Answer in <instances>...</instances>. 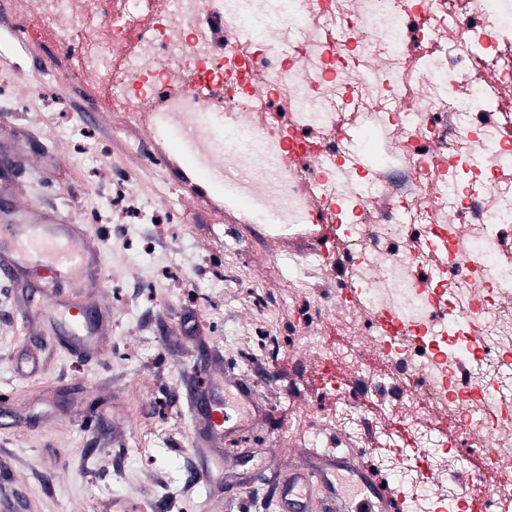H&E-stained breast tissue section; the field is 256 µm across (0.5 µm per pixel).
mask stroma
Instances as JSON below:
<instances>
[{
	"instance_id": "35a3bbf8",
	"label": "stroma",
	"mask_w": 512,
	"mask_h": 512,
	"mask_svg": "<svg viewBox=\"0 0 512 512\" xmlns=\"http://www.w3.org/2000/svg\"><path fill=\"white\" fill-rule=\"evenodd\" d=\"M18 13L17 0H0V66L23 70L0 95V225L61 213L81 223L86 180L104 162L148 206L123 211L116 224L111 202L97 200L103 220L86 230L102 235L105 277L84 295L40 265L0 274V512H112L116 500L211 512L205 463L226 472L219 493L275 512L265 481L280 468L273 448H290L296 473L311 464L305 426L316 405L287 398L312 363L260 357L267 330L294 309L260 308L252 291L276 296L292 286L308 302V283L288 273L299 242L232 200L220 213L182 202L125 110L94 111L82 88L23 53L12 35ZM32 202L38 215L26 210ZM169 211L179 221L156 239L154 222ZM54 286L66 305L101 311L104 333L92 347L67 346L64 328L38 315ZM185 311L191 324L179 319ZM208 404L242 433L212 441Z\"/></svg>"
}]
</instances>
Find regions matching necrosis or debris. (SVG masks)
Segmentation results:
<instances>
[{
  "mask_svg": "<svg viewBox=\"0 0 512 512\" xmlns=\"http://www.w3.org/2000/svg\"><path fill=\"white\" fill-rule=\"evenodd\" d=\"M41 13L80 21L78 40L49 34L77 70L108 64L116 101L143 71L156 86L208 73L226 116L261 113L242 194L281 226L336 235L335 266L302 267L312 299L263 348L314 349L308 390L335 403L337 447L399 437L413 482L443 489L456 449L512 463V307L497 303L512 294V0H122L108 17L43 0ZM356 118L384 132L397 174L377 182L349 161Z\"/></svg>",
  "mask_w": 512,
  "mask_h": 512,
  "instance_id": "obj_1",
  "label": "necrosis or debris"
}]
</instances>
